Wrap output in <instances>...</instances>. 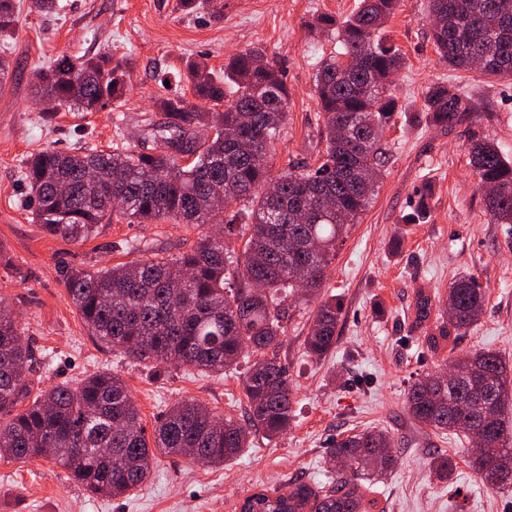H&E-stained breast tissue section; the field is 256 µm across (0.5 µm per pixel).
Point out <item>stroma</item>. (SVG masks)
I'll return each instance as SVG.
<instances>
[{"instance_id":"obj_1","label":"stroma","mask_w":512,"mask_h":512,"mask_svg":"<svg viewBox=\"0 0 512 512\" xmlns=\"http://www.w3.org/2000/svg\"><path fill=\"white\" fill-rule=\"evenodd\" d=\"M55 15L17 0L18 22L7 54L10 73L0 82V295L25 329L36 361L26 374L32 391L79 384L96 371L117 372L130 390L146 431L175 402L200 400L224 416L242 417L247 399L241 379L250 366L209 374L151 365L112 351L89 335L67 297L63 274L134 259L167 258L189 250L201 230L165 219L150 224L115 221L76 242L51 236L31 220L22 168L49 148L102 150L124 143L149 153L154 102L167 95L169 71L190 58L223 72L233 54L266 49L288 86V119L271 158L273 174L287 160L316 163L322 150L314 73L336 48L333 33L309 31L316 17L344 20L358 0H222L220 13H189L178 0H62ZM387 29L406 56L393 78L401 110L384 133L382 179L369 207L336 250L323 297H341L335 348L320 359L306 354L313 304L290 308L278 359L293 387V419L275 440L256 434L238 457L209 467L157 454L149 479L127 496L101 497L69 479L49 458L16 462L0 457V512H238L260 489L288 481H328L335 469L334 441L364 430L385 431L397 462L375 485L372 512H512V490L486 487L471 466L473 447L463 435L441 436L418 427L405 398L410 383L445 370L450 348H483L512 363V225L490 224L469 161L473 138L494 140L512 158V78L472 77L442 62L430 37L424 0H398ZM107 53L127 66L131 88L99 112L45 113L34 98L37 72L61 54ZM448 82L471 97L477 117L441 126L424 110L430 86ZM427 198L426 219L403 223ZM402 236L401 249L391 241ZM135 241V252L124 241ZM473 273L486 286L476 325L456 344L429 351L423 342L435 321L414 323L416 289L447 294L457 275ZM452 457L453 480L430 477L429 459Z\"/></svg>"}]
</instances>
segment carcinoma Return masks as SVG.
<instances>
[{
    "instance_id": "obj_1",
    "label": "carcinoma",
    "mask_w": 512,
    "mask_h": 512,
    "mask_svg": "<svg viewBox=\"0 0 512 512\" xmlns=\"http://www.w3.org/2000/svg\"><path fill=\"white\" fill-rule=\"evenodd\" d=\"M397 0H359L338 22L321 15L311 29L336 34L338 49L318 64L314 83L325 142L320 164L289 165L271 174L273 143L287 118L288 87L265 50L237 53L218 76L203 60L175 75L192 95L219 112H202L182 91L155 102L163 121L153 153L126 146L67 154L41 149L25 162L24 180L34 202L33 221L52 236L91 237L100 224L172 219L199 228L237 225L247 233L239 257L224 236L201 234L175 257L132 260L97 271L65 273L67 296L91 335L122 355L153 368L177 365L219 373L252 359L243 381L247 417L226 418L197 400L172 406L147 439L128 387L116 373L89 376L79 386L30 395L24 372L34 359L21 324L0 296V456L14 461L46 455L94 494L120 497L145 483L155 452L222 465L249 447V435L273 439L293 418L292 386L277 357L290 304L318 296L336 248L375 193L385 155L382 135L401 111L392 76L404 65L401 49L383 34ZM431 39L451 70L512 77V0H427ZM17 25L16 0H0V45ZM124 64L106 54L61 55L36 73L41 100L77 112H98L129 91ZM426 112L447 126L476 111L456 86L428 88ZM187 157L186 165L179 158ZM470 165L483 190L490 224H512V161L498 145L476 139ZM486 290L468 273L457 276L447 298L416 291V319L437 311L438 339L480 317ZM343 304L320 302L305 351L320 357L336 345ZM454 374L427 373L414 381L406 405L415 423L435 432L462 433L480 454L471 464L493 489L512 488V364L496 352L475 350L450 357ZM336 479L311 486L293 480L273 492L244 499L239 512H370L376 500L372 476L395 458L388 435L364 430L330 449ZM448 456L430 461V471L448 480Z\"/></svg>"
}]
</instances>
